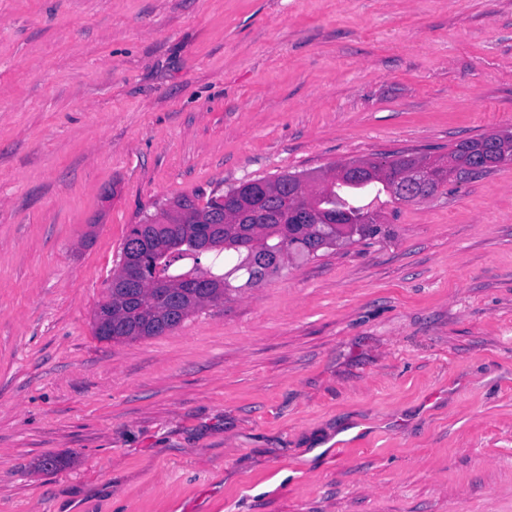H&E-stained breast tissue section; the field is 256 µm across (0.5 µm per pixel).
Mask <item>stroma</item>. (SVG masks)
I'll return each instance as SVG.
<instances>
[{
  "label": "stroma",
  "instance_id": "stroma-1",
  "mask_svg": "<svg viewBox=\"0 0 512 512\" xmlns=\"http://www.w3.org/2000/svg\"><path fill=\"white\" fill-rule=\"evenodd\" d=\"M502 130L512 0H0V512H512V161L92 328L166 200Z\"/></svg>",
  "mask_w": 512,
  "mask_h": 512
}]
</instances>
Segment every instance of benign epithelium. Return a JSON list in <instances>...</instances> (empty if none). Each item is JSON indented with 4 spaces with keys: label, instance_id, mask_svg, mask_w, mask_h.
I'll return each instance as SVG.
<instances>
[{
    "label": "benign epithelium",
    "instance_id": "benign-epithelium-1",
    "mask_svg": "<svg viewBox=\"0 0 512 512\" xmlns=\"http://www.w3.org/2000/svg\"><path fill=\"white\" fill-rule=\"evenodd\" d=\"M512 140L511 133H493L478 144L461 142L457 147V155H448L446 159L429 158L422 162L412 164L393 178L390 190L403 200H417L422 198L418 189L425 186L430 177L444 170L448 171V178L457 176L476 175L481 172L482 166L475 163L478 155L488 151L499 150L503 144ZM380 163L374 161H357L345 164L336 171L338 182H363L374 179L375 168Z\"/></svg>",
    "mask_w": 512,
    "mask_h": 512
}]
</instances>
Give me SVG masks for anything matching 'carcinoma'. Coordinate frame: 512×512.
Returning <instances> with one entry per match:
<instances>
[{
    "mask_svg": "<svg viewBox=\"0 0 512 512\" xmlns=\"http://www.w3.org/2000/svg\"><path fill=\"white\" fill-rule=\"evenodd\" d=\"M284 173L267 178L266 190L242 183L199 203L200 195H180L174 223L165 212L154 224H134L126 235L112 271L108 299L98 311L112 312V341L161 336L178 328L191 314L224 300L237 289L253 288L278 273L294 255H316L344 235L366 239L380 235L382 225L371 217L364 198L385 190L389 175L368 185L330 183L308 199L279 192ZM350 224L332 227L336 212ZM142 270L130 284L126 273Z\"/></svg>",
    "mask_w": 512,
    "mask_h": 512,
    "instance_id": "cac0c4a2",
    "label": "carcinoma"
}]
</instances>
